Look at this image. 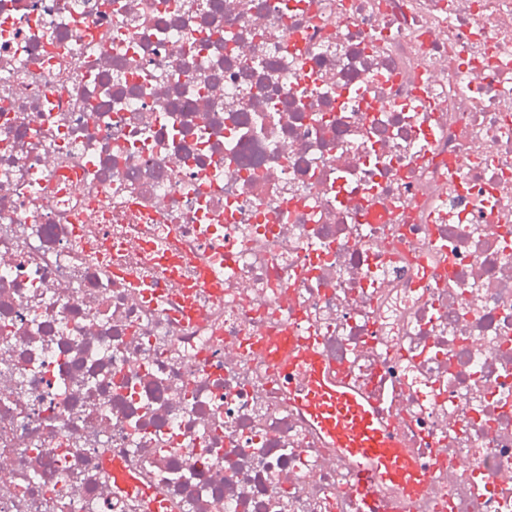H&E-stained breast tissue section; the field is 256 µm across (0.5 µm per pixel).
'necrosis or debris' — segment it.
Listing matches in <instances>:
<instances>
[{
	"label": "necrosis or debris",
	"mask_w": 512,
	"mask_h": 512,
	"mask_svg": "<svg viewBox=\"0 0 512 512\" xmlns=\"http://www.w3.org/2000/svg\"><path fill=\"white\" fill-rule=\"evenodd\" d=\"M82 236H73L76 215ZM225 267L202 323L141 245ZM316 335L512 512V0H0V512H362L266 356ZM112 475L115 487L127 494L150 499V509L153 512H171L170 503L160 496H153L152 492L144 487L135 477L122 470L118 466H113Z\"/></svg>",
	"instance_id": "4bbe7bcc"
}]
</instances>
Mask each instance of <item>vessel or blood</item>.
I'll return each instance as SVG.
<instances>
[{
  "label": "vessel or blood",
  "instance_id": "b4317fda",
  "mask_svg": "<svg viewBox=\"0 0 512 512\" xmlns=\"http://www.w3.org/2000/svg\"><path fill=\"white\" fill-rule=\"evenodd\" d=\"M224 273L203 267L185 282L175 300L180 321H196L195 297L199 289L213 296L223 292ZM315 336H293L281 332L257 339L270 364L289 376L288 398L325 447L336 449L352 464V494L363 504V512H377L378 493L397 491L404 503L421 496L429 480L416 455L394 431L379 401L345 374L331 367L318 349ZM116 488L128 495L149 499L152 512H171L169 502L152 495L135 477L113 468Z\"/></svg>",
  "mask_w": 512,
  "mask_h": 512
}]
</instances>
